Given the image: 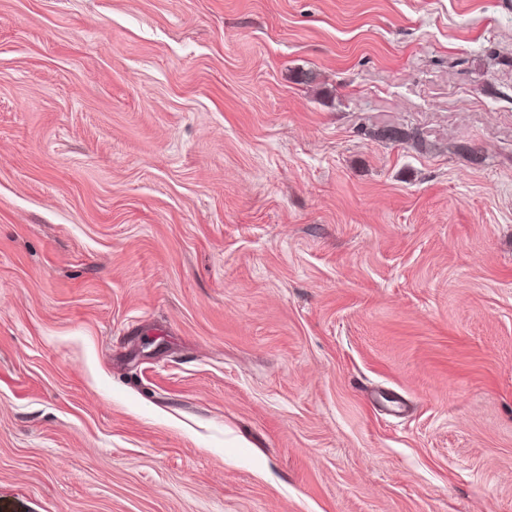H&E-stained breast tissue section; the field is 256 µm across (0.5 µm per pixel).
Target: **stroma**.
<instances>
[{
  "mask_svg": "<svg viewBox=\"0 0 512 512\" xmlns=\"http://www.w3.org/2000/svg\"><path fill=\"white\" fill-rule=\"evenodd\" d=\"M0 512H512V0H0Z\"/></svg>",
  "mask_w": 512,
  "mask_h": 512,
  "instance_id": "1",
  "label": "stroma"
}]
</instances>
